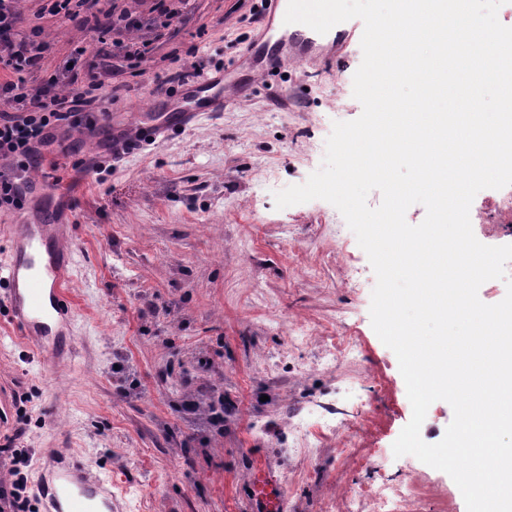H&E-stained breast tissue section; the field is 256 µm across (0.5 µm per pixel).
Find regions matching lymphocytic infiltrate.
<instances>
[{
    "mask_svg": "<svg viewBox=\"0 0 512 512\" xmlns=\"http://www.w3.org/2000/svg\"><path fill=\"white\" fill-rule=\"evenodd\" d=\"M50 14L89 26L99 42H111L126 58L137 59L144 47L125 43L131 29L142 27L141 17L112 0L102 8L101 0H52ZM16 0H0V160L11 161L12 172H0V211L22 207L13 181L26 173L31 157L50 143L51 129L87 125L94 121L93 107L100 99L103 81L90 72L84 85L68 95L59 94L56 81L34 85L29 74L49 53L48 44L33 36L13 37L19 22ZM28 449L14 448L9 455L10 480L0 481V512H32Z\"/></svg>",
    "mask_w": 512,
    "mask_h": 512,
    "instance_id": "obj_1",
    "label": "lymphocytic infiltrate"
}]
</instances>
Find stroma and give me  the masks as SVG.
<instances>
[{
	"label": "stroma",
	"mask_w": 512,
	"mask_h": 512,
	"mask_svg": "<svg viewBox=\"0 0 512 512\" xmlns=\"http://www.w3.org/2000/svg\"><path fill=\"white\" fill-rule=\"evenodd\" d=\"M39 7L18 2L52 46L31 81L79 80L96 65L99 106L117 122L152 111L155 77L194 62L235 65L245 89L227 92L216 119L94 174L89 144L59 132L52 156L74 226L70 357L44 369L0 308V445L30 449V481L43 449L66 448L127 488L114 512H254L259 464L283 492L281 512H350L346 492L386 482L410 487V512H466L448 474L393 453L412 407L371 326L376 276L354 233L320 199L275 207L276 192L320 167L334 122L362 113L359 38L324 64L287 67L274 92L245 54L259 0H186L135 60L79 23L36 18ZM300 329L308 339L292 345ZM339 337L355 347L343 359L331 354ZM187 399L201 411L184 412ZM219 399L220 430L203 412ZM360 400L365 413L299 449L310 403L345 411Z\"/></svg>",
	"instance_id": "obj_1"
}]
</instances>
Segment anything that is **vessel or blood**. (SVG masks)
<instances>
[{"label": "vessel or blood", "instance_id": "obj_1", "mask_svg": "<svg viewBox=\"0 0 512 512\" xmlns=\"http://www.w3.org/2000/svg\"><path fill=\"white\" fill-rule=\"evenodd\" d=\"M287 5L288 0H263L261 4L263 15L282 20L283 34L262 54L260 77L269 78L284 67L312 62L351 37L347 30L333 28L320 34L303 24L285 23ZM226 79L227 72L221 69L184 83L162 110L139 118L134 132H126L105 116L85 129L83 136L109 141L113 152L132 154L142 143L167 138L203 118L222 114ZM30 166L32 172L21 189L34 215L8 224L9 259L0 265V282L7 288L0 303L5 305L19 335L38 354L44 367L51 369L60 365L65 350L71 349L75 340L73 304L67 288L72 237L64 206L49 207L43 202L50 188L37 173L40 160L31 161ZM110 483L105 474L57 450L45 482L36 487V495L42 512H112ZM272 493L265 469H257L253 499L260 512H274Z\"/></svg>", "mask_w": 512, "mask_h": 512}]
</instances>
